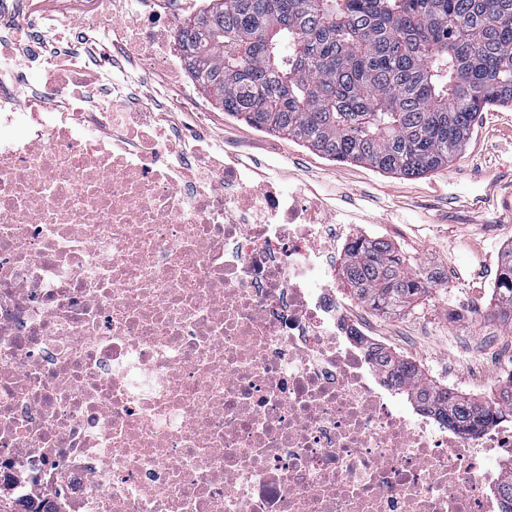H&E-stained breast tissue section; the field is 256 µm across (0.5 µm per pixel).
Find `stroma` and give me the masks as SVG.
I'll return each instance as SVG.
<instances>
[{
	"label": "stroma",
	"mask_w": 512,
	"mask_h": 512,
	"mask_svg": "<svg viewBox=\"0 0 512 512\" xmlns=\"http://www.w3.org/2000/svg\"><path fill=\"white\" fill-rule=\"evenodd\" d=\"M150 52L125 46L121 62L139 71L146 55L164 62L145 74L138 95L185 84L172 64L173 28L159 13ZM203 121L197 151L217 165L242 160L255 184L301 191L354 228L370 229L414 260L422 272L440 270L444 283L415 308L373 316L370 330L386 347L414 361L435 384L458 380L462 392L485 400L512 385V329L491 315L490 299L502 254L512 247V105L478 113L465 147L440 170L407 177L357 162H336L284 136L259 130L206 100L204 113L169 110L158 125L175 135Z\"/></svg>",
	"instance_id": "stroma-1"
}]
</instances>
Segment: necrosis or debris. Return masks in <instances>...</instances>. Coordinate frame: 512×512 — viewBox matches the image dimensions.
<instances>
[{"label": "necrosis or debris", "mask_w": 512, "mask_h": 512, "mask_svg": "<svg viewBox=\"0 0 512 512\" xmlns=\"http://www.w3.org/2000/svg\"><path fill=\"white\" fill-rule=\"evenodd\" d=\"M63 69L0 57V512H502L512 431L434 436L393 412L336 295V227L244 169L181 184L142 150L153 104L126 70L84 76L94 35L54 14ZM82 91L62 124L27 73ZM118 128L114 151L93 123Z\"/></svg>", "instance_id": "obj_1"}]
</instances>
